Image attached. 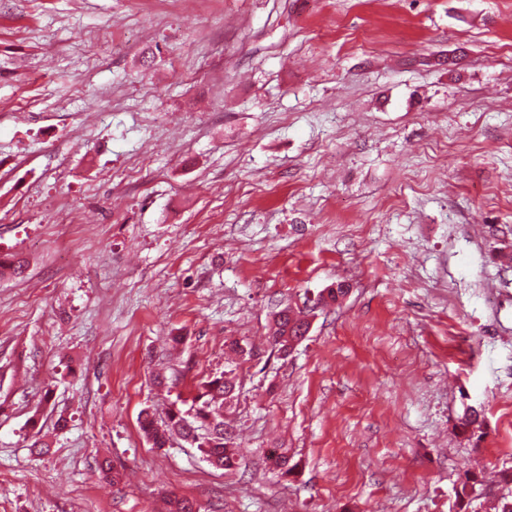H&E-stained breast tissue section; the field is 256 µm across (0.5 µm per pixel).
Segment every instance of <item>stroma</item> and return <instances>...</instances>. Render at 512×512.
Here are the masks:
<instances>
[{"label":"stroma","instance_id":"35a3bbf8","mask_svg":"<svg viewBox=\"0 0 512 512\" xmlns=\"http://www.w3.org/2000/svg\"><path fill=\"white\" fill-rule=\"evenodd\" d=\"M1 254L0 512H493L512 0H0ZM221 371L237 467L152 447Z\"/></svg>","mask_w":512,"mask_h":512}]
</instances>
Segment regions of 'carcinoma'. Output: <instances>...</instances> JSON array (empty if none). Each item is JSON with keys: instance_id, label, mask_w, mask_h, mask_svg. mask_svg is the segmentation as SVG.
Listing matches in <instances>:
<instances>
[{"instance_id": "cac0c4a2", "label": "carcinoma", "mask_w": 512, "mask_h": 512, "mask_svg": "<svg viewBox=\"0 0 512 512\" xmlns=\"http://www.w3.org/2000/svg\"><path fill=\"white\" fill-rule=\"evenodd\" d=\"M301 318L288 317L275 323L271 336V344L280 345L279 338L287 333H298ZM233 391L232 385L226 380L224 373L208 377L200 384L198 394L194 397L190 408L186 411L177 410L167 414L166 419L159 421L153 412L145 410L140 415V429L144 436L156 448H164L176 437L197 448L202 456L211 464L230 469L235 466L234 455L230 452V437L224 430V399ZM477 479L464 476L455 489L460 509H465L473 484ZM168 512H201L196 502L172 495L167 500Z\"/></svg>"}]
</instances>
